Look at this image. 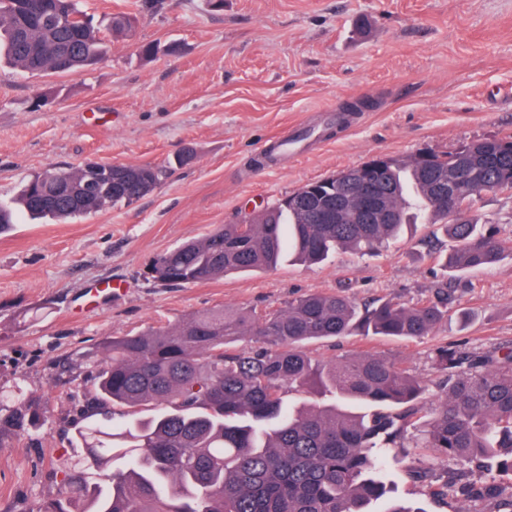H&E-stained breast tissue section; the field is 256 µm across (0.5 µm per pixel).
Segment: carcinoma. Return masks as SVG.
I'll return each instance as SVG.
<instances>
[{
    "mask_svg": "<svg viewBox=\"0 0 512 512\" xmlns=\"http://www.w3.org/2000/svg\"><path fill=\"white\" fill-rule=\"evenodd\" d=\"M71 16L67 26L56 18ZM135 21L110 15L95 22L74 0H0V57L29 74H61L98 62L102 33L131 37ZM425 162L413 155L379 174L394 213L389 224H314L321 208L315 191L336 195L329 176L187 241L148 268L164 285L222 279L233 272H262L291 260L314 265L339 249H379L416 224H439L451 241L439 259L443 274L484 269L512 243L497 237L477 212L483 193L512 192V136L460 145ZM457 165L474 177L461 187L466 209L452 215L435 185ZM67 188L54 197L45 173L22 188L18 208L0 205V232L16 210L67 222L130 204L157 187L156 166L88 161L59 171ZM448 284L432 299L406 305L393 298L363 305L340 293H312L272 313L218 307L171 326L106 341L90 402L161 406L148 421H126L127 445L91 425L79 432L98 482L65 473L57 497L38 512H373L386 500L383 475L390 448L433 451L452 467L440 476L423 468L409 478L435 497L479 501L490 512H512V484L475 474L512 475V345L470 351L459 343L437 349L448 385L425 403L426 381L385 357L365 354L320 363L304 344L322 338L383 336L419 339L448 321ZM249 336L255 350L231 344ZM316 391L320 400L300 402Z\"/></svg>",
    "mask_w": 512,
    "mask_h": 512,
    "instance_id": "1",
    "label": "carcinoma"
}]
</instances>
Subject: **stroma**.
Listing matches in <instances>:
<instances>
[{"mask_svg":"<svg viewBox=\"0 0 512 512\" xmlns=\"http://www.w3.org/2000/svg\"><path fill=\"white\" fill-rule=\"evenodd\" d=\"M95 18L136 17L93 68L30 75L0 65V204L33 175L88 160L164 169L131 204L58 223L22 217L0 234V512H37L66 471L94 475L78 433L112 336L166 327L220 306L262 311L316 292L356 303L433 298L438 226L324 263L281 264L182 287L149 264L244 213L376 154L445 153L512 135V0H77ZM153 42L152 57L139 53ZM344 123L329 111H347ZM196 150L178 166L184 147ZM112 286L93 299L89 290ZM448 321L411 340L344 336L306 344L328 363L371 353L431 384L436 350L512 345V256L450 281ZM472 319L460 325L458 313ZM412 448H394L385 481L397 500L450 512L412 483Z\"/></svg>","mask_w":512,"mask_h":512,"instance_id":"stroma-1","label":"stroma"}]
</instances>
